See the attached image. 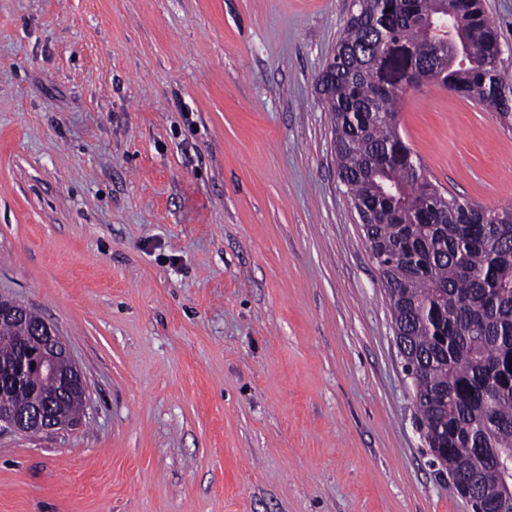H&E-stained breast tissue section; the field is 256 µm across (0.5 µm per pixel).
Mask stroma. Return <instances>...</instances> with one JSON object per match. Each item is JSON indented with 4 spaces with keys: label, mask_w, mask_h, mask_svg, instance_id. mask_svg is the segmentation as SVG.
I'll list each match as a JSON object with an SVG mask.
<instances>
[{
    "label": "stroma",
    "mask_w": 512,
    "mask_h": 512,
    "mask_svg": "<svg viewBox=\"0 0 512 512\" xmlns=\"http://www.w3.org/2000/svg\"><path fill=\"white\" fill-rule=\"evenodd\" d=\"M512 84V0H485ZM351 0H0V293L73 426L0 430V512H472L417 423L317 79ZM397 127L512 205V125L436 83Z\"/></svg>",
    "instance_id": "stroma-1"
}]
</instances>
